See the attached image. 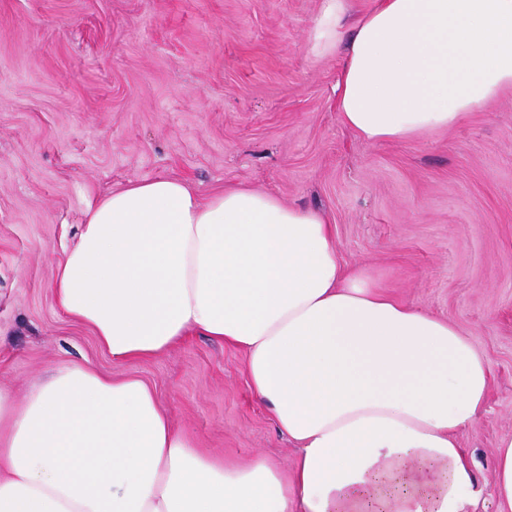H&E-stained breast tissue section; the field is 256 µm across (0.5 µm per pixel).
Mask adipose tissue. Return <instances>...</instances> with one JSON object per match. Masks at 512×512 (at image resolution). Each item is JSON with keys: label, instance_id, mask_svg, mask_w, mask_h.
Masks as SVG:
<instances>
[{"label": "adipose tissue", "instance_id": "adipose-tissue-1", "mask_svg": "<svg viewBox=\"0 0 512 512\" xmlns=\"http://www.w3.org/2000/svg\"><path fill=\"white\" fill-rule=\"evenodd\" d=\"M309 42L343 52L337 112L366 142L454 128L512 89V0H321ZM54 294L117 363L197 334L240 349L299 453L287 472L211 456L147 383L73 364L21 400L0 387V512H471L481 494L458 435L485 356L345 267L322 211L131 181L88 205Z\"/></svg>", "mask_w": 512, "mask_h": 512}]
</instances>
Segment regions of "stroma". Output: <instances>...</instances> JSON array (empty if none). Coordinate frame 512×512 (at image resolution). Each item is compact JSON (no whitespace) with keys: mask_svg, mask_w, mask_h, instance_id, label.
I'll use <instances>...</instances> for the list:
<instances>
[{"mask_svg":"<svg viewBox=\"0 0 512 512\" xmlns=\"http://www.w3.org/2000/svg\"><path fill=\"white\" fill-rule=\"evenodd\" d=\"M321 0H0V386L23 397L84 364L150 384L212 455L297 448L253 394L239 349L193 336L113 363L58 310L54 268L88 204L134 180L201 196L244 183L331 218L343 264L459 326L485 356L479 421L459 436L498 512L512 436V92L456 127L368 143L339 119L340 55H315ZM495 494L498 512L512 511V437L497 446L495 461Z\"/></svg>","mask_w":512,"mask_h":512,"instance_id":"35a3bbf8","label":"stroma"}]
</instances>
